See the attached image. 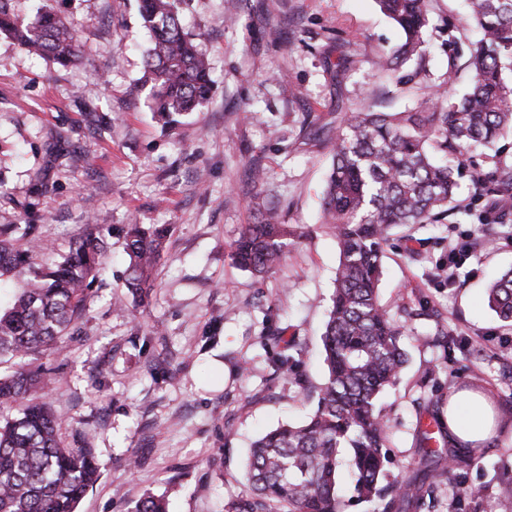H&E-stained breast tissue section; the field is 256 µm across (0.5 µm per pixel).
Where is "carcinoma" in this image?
Instances as JSON below:
<instances>
[{"label": "carcinoma", "mask_w": 512, "mask_h": 512, "mask_svg": "<svg viewBox=\"0 0 512 512\" xmlns=\"http://www.w3.org/2000/svg\"><path fill=\"white\" fill-rule=\"evenodd\" d=\"M404 40L381 67L396 73L429 48L425 30L431 0H377ZM469 19L482 38L470 60V85L462 96H447V77L434 86L421 109L353 112L336 130L332 164L323 198L325 224L336 237L339 263L322 343L328 377L301 423L280 425L256 440L246 460L249 495L227 512H341V476L348 472L355 497L375 502L378 512L419 509L426 482L438 470L466 463L450 445L421 449L422 475L387 480L388 427L378 406L396 385L406 353L403 326L382 308L378 283L382 242L393 227L434 224L448 217L457 169L438 159L463 157L512 132V0H468ZM149 34L144 82L151 83V110L164 123L196 110L213 90L205 51L184 33L176 0H139ZM0 34L23 49L66 66L80 58L76 30L50 7L26 21L12 0H0ZM488 171L474 178L488 196L512 197V158L496 151ZM36 227H0V285L20 290L0 307V358L16 370L0 374V406L24 402L18 416L0 418V512H77L99 477L90 448H64L58 415L37 400L45 373L28 359L58 347L85 311L88 291L98 279L109 243L89 231L48 267L35 268L29 253L42 247ZM166 225L149 230L133 224L126 232L129 257L126 294L143 303L154 288V269ZM298 226L271 210L245 225L232 246L235 263L266 274L284 259ZM487 303L512 320V269L489 284ZM131 512H168L164 499L146 495Z\"/></svg>", "instance_id": "obj_1"}]
</instances>
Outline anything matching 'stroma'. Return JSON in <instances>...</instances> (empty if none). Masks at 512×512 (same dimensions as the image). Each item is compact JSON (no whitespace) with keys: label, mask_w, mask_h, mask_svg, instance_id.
Returning a JSON list of instances; mask_svg holds the SVG:
<instances>
[{"label":"stroma","mask_w":512,"mask_h":512,"mask_svg":"<svg viewBox=\"0 0 512 512\" xmlns=\"http://www.w3.org/2000/svg\"><path fill=\"white\" fill-rule=\"evenodd\" d=\"M45 4L73 23L82 59L60 66L0 35V225H36L52 247L33 255L38 265L67 252L88 223L113 231L85 313L60 350L36 360L55 374L41 397L60 412L62 445L93 449L101 469L78 512H131L147 494L169 512H224L248 493L251 442L301 421L326 380L321 333L339 261L320 207L327 136L367 102L383 112L418 107L427 81L448 71L462 95L477 32L465 0H433L430 77H416L410 61L400 70L406 83L393 89L376 61L401 35L375 0H178L216 89L169 127L141 82L146 34L136 0L16 8L30 19ZM257 195L302 231L263 277L240 270L231 250L256 220ZM135 222L171 232L151 301L119 307L123 230ZM496 230L451 218L393 230L384 245L380 299L406 326L408 352L380 400L389 477L416 467L425 420H436L447 447L449 393L478 388L496 422L478 461L446 472L422 512H499L501 495L512 494V324L485 300L488 283L512 267V240ZM457 238L473 253L452 285L448 243ZM444 329L459 348H444ZM292 336L300 351L286 377L277 364Z\"/></svg>","instance_id":"35a3bbf8"}]
</instances>
